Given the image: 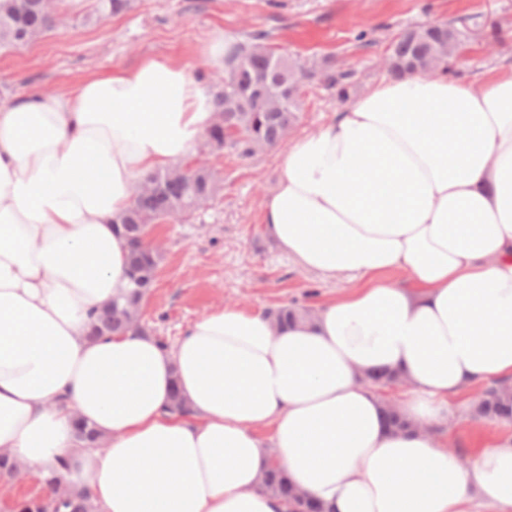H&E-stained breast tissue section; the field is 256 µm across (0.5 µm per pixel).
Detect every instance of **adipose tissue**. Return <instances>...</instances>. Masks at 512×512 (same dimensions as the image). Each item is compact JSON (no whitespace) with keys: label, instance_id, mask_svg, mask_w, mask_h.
<instances>
[{"label":"adipose tissue","instance_id":"1","mask_svg":"<svg viewBox=\"0 0 512 512\" xmlns=\"http://www.w3.org/2000/svg\"><path fill=\"white\" fill-rule=\"evenodd\" d=\"M214 115L163 57L0 100V454L64 461L92 512H288L262 489L272 466L328 512H512V435L465 465L434 434L449 397L512 380V75L389 76L278 147L267 235L361 282L311 322L227 307L171 348L90 337L130 285L120 218L138 184L182 165ZM381 370L410 386L414 430L386 427Z\"/></svg>","mask_w":512,"mask_h":512}]
</instances>
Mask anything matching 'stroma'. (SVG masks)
I'll use <instances>...</instances> for the list:
<instances>
[{
	"instance_id": "1",
	"label": "stroma",
	"mask_w": 512,
	"mask_h": 512,
	"mask_svg": "<svg viewBox=\"0 0 512 512\" xmlns=\"http://www.w3.org/2000/svg\"><path fill=\"white\" fill-rule=\"evenodd\" d=\"M95 3L54 0L56 29L21 49L0 51L1 100L62 90L88 74L156 56L188 66L208 87L221 77L204 56L217 29L238 41L270 33L291 57L352 71L359 93L386 76L381 61L390 43L427 22L464 34L454 79L478 83L512 68V0H133L127 12L87 21ZM341 108L335 90L308 86L292 137L317 131ZM206 161L224 180L219 195L189 219L153 230L162 260L141 318L152 336L171 347L191 322L216 308L315 309L358 288L343 276L324 280L301 270L265 234L261 211L279 174L275 151L243 159L228 149ZM474 400L469 391L451 401L441 434L467 463L506 432L472 417Z\"/></svg>"
}]
</instances>
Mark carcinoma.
<instances>
[{"label": "carcinoma", "instance_id": "obj_1", "mask_svg": "<svg viewBox=\"0 0 512 512\" xmlns=\"http://www.w3.org/2000/svg\"><path fill=\"white\" fill-rule=\"evenodd\" d=\"M131 0H97L96 19L117 15L129 10ZM56 15L44 8L41 0H0V50L18 49L52 31ZM443 38L437 39L424 29L406 31L393 44L389 72L398 75L406 71L426 72L444 65L451 68L459 57L463 33L454 27L442 28ZM267 33L250 36L242 42L233 56L238 62L243 51L249 59L240 67L227 72V81L215 92V111L223 113V120L209 127L206 144L213 154L228 147L239 156L248 158L259 150L269 148L281 139L284 128L294 124L300 108L302 87L315 78L305 65L290 59L288 68L281 70L272 64L279 55L275 45L267 42ZM265 72L281 94L275 103L253 94L259 73ZM321 78L336 88L338 98L349 96L348 74L323 71ZM171 171H158L147 180L158 185V190L134 200L122 219L124 235L129 243V267L132 287L120 300L114 299L96 317L91 327L94 337L114 332H125L141 321L142 304L155 283L160 257L144 244L142 231L151 225L163 224L195 212L184 182L169 179ZM199 195L215 198L221 188L219 172L207 164L198 165L190 175ZM313 310L282 307L275 318L283 323H295L311 316ZM473 415L490 421L512 422V385L496 382L477 392ZM263 487L268 493L287 500L289 512H325L323 506L298 493L284 476L271 470ZM17 512H91V506L65 493L64 498H32L16 505Z\"/></svg>", "mask_w": 512, "mask_h": 512}]
</instances>
